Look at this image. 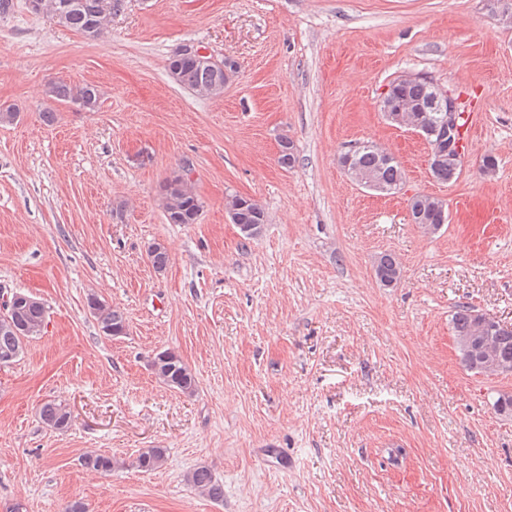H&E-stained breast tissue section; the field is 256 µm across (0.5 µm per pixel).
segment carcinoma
Returning a JSON list of instances; mask_svg holds the SVG:
<instances>
[{"instance_id": "cac0c4a2", "label": "carcinoma", "mask_w": 512, "mask_h": 512, "mask_svg": "<svg viewBox=\"0 0 512 512\" xmlns=\"http://www.w3.org/2000/svg\"><path fill=\"white\" fill-rule=\"evenodd\" d=\"M37 15L57 21L63 28L77 32L88 40H96L112 17L124 11L126 0H38ZM167 68L176 82L197 93L218 96L224 92V84L236 73L237 63L226 58L215 61L212 58L187 57L173 49L167 59ZM390 91L380 100L382 113L400 112L408 123L433 132L426 144L433 151L428 161L429 172L438 182L450 183L457 180L462 160L455 152L436 153L434 143L440 132L444 113L443 103L435 99L433 87L423 80L394 79L389 83ZM46 96L54 101L70 103L82 109L93 111L97 108L100 92L90 83L73 84L54 81L48 84ZM339 165L357 183L375 191L393 194L400 190L404 172L400 163L391 154L371 142H363L352 154L343 153ZM164 210L170 224H195L202 204L191 189L188 181L180 174L167 179L163 186ZM409 216L412 223L425 230L437 231L448 223V209L444 201L427 195L414 196L408 200ZM228 214L243 236L250 239L258 235L266 223L264 209L254 200L234 196L228 202ZM148 257L157 270L164 269L169 261L167 249L155 242L148 248ZM402 267L393 253L382 254L375 266L376 278L383 285L392 287L401 278ZM90 314L98 323L100 332L107 338L127 333L128 323L123 311L112 308L94 295L87 299ZM478 310L472 306L459 305L452 314L454 338L488 347L495 358L512 362V330L489 332L479 327L476 321ZM46 321L45 306L26 304L18 307L11 320L0 316V361L15 363L24 354L27 343L41 335ZM150 368L155 378L167 388L185 395H192L197 389V378L180 354L171 349L154 353ZM42 422L56 431H66L71 426V411L68 406L56 400L45 401L39 410ZM166 457L163 448H144L135 460L138 470L153 472L160 469ZM81 466L95 472L112 470V457L101 453H86L81 457ZM186 482L213 500L223 498L222 485L206 466H199L186 475Z\"/></svg>"}]
</instances>
